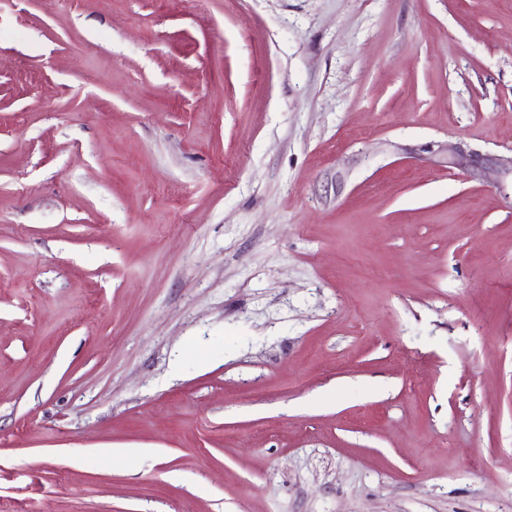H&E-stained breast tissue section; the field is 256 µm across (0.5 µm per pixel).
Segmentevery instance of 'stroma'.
I'll use <instances>...</instances> for the list:
<instances>
[{"mask_svg": "<svg viewBox=\"0 0 512 512\" xmlns=\"http://www.w3.org/2000/svg\"><path fill=\"white\" fill-rule=\"evenodd\" d=\"M0 512H512V0H0Z\"/></svg>", "mask_w": 512, "mask_h": 512, "instance_id": "obj_1", "label": "stroma"}]
</instances>
